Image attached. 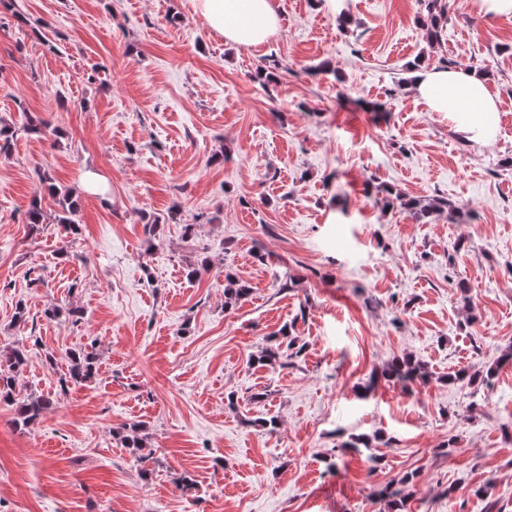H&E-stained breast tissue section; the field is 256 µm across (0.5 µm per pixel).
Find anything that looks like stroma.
Masks as SVG:
<instances>
[{
  "label": "stroma",
  "instance_id": "stroma-1",
  "mask_svg": "<svg viewBox=\"0 0 512 512\" xmlns=\"http://www.w3.org/2000/svg\"><path fill=\"white\" fill-rule=\"evenodd\" d=\"M274 5L254 47L193 0L0 7V346L28 350L19 394L53 400L23 430L0 402V512H394L380 492L407 472L404 512H512V364L448 380L512 346V16L441 0L431 42L419 0ZM449 59L498 98L489 143L414 93L411 62ZM42 171L80 197L78 233L49 196L30 231ZM382 185L462 212L383 210ZM228 270L251 288L229 310ZM68 305L78 322L44 315ZM289 324L302 353L251 366ZM90 345L95 379L61 391L65 351ZM402 357L427 374L410 393L380 376ZM131 422L141 461L112 436Z\"/></svg>",
  "mask_w": 512,
  "mask_h": 512
}]
</instances>
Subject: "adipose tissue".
<instances>
[{"instance_id":"ef3b65f1","label":"adipose tissue","mask_w":512,"mask_h":512,"mask_svg":"<svg viewBox=\"0 0 512 512\" xmlns=\"http://www.w3.org/2000/svg\"><path fill=\"white\" fill-rule=\"evenodd\" d=\"M214 34L242 46L264 43L277 29L273 0H196ZM415 93L433 112L444 113L466 140L485 144L496 135L499 104L482 74L464 68L419 73Z\"/></svg>"}]
</instances>
